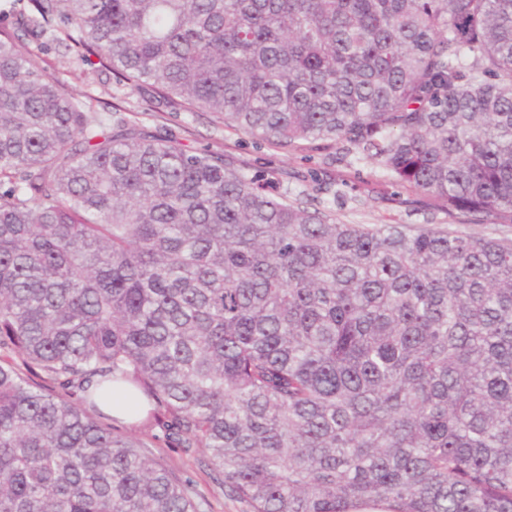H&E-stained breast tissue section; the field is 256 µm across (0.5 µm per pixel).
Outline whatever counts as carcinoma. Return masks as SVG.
I'll return each mask as SVG.
<instances>
[{
    "mask_svg": "<svg viewBox=\"0 0 512 512\" xmlns=\"http://www.w3.org/2000/svg\"><path fill=\"white\" fill-rule=\"evenodd\" d=\"M512 221V0L0 13V512H512V242L344 224L39 69ZM152 409L118 430L98 393ZM153 433L157 438L153 440V447L147 449L164 458L178 477L183 479L189 477L194 489L206 501V504H204L206 512H248V507L244 503L224 498V492L214 480L211 471L200 468L195 463L194 457L201 455V451L194 455H188L184 453L182 448H178L175 443L164 437L160 430Z\"/></svg>",
    "mask_w": 512,
    "mask_h": 512,
    "instance_id": "obj_1",
    "label": "carcinoma"
}]
</instances>
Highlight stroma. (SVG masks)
Here are the masks:
<instances>
[{
  "instance_id": "obj_1",
  "label": "stroma",
  "mask_w": 512,
  "mask_h": 512,
  "mask_svg": "<svg viewBox=\"0 0 512 512\" xmlns=\"http://www.w3.org/2000/svg\"><path fill=\"white\" fill-rule=\"evenodd\" d=\"M39 67L48 73L62 76L83 93L90 94L98 111L110 110L112 105L135 111L136 121L153 132H169L195 149H219L235 165L250 166L253 174L269 178L272 172H306L310 164L302 153H283L266 143L245 140L238 132L225 128L209 113L189 116L184 112H147L142 96L128 90L117 91L114 83L86 76L60 57L37 56ZM323 178L329 190L313 191L310 183L297 180L281 181V188L296 194L308 192L313 207L333 210L347 224H407L414 228H445L474 236L512 240V224H472L451 218L429 197L405 192L389 197L390 186L372 166L345 159L325 167ZM152 451L164 458L172 471L190 479L194 489L206 504L205 512H248L245 504L226 499L220 485L208 469L199 467L193 456L184 453L164 436H157Z\"/></svg>"
}]
</instances>
